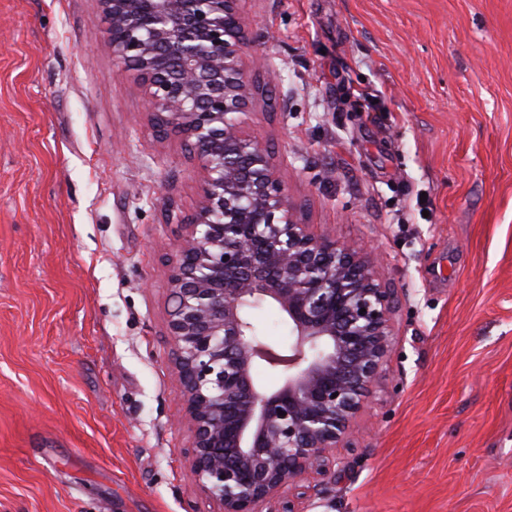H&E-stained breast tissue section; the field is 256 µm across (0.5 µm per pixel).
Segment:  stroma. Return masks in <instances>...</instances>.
Listing matches in <instances>:
<instances>
[{
	"instance_id": "35a3bbf8",
	"label": "stroma",
	"mask_w": 512,
	"mask_h": 512,
	"mask_svg": "<svg viewBox=\"0 0 512 512\" xmlns=\"http://www.w3.org/2000/svg\"><path fill=\"white\" fill-rule=\"evenodd\" d=\"M240 11L277 70L250 130L394 295L353 440L256 512H512V0ZM197 201L99 0H0V512H218L167 330ZM252 322L287 353L276 304Z\"/></svg>"
}]
</instances>
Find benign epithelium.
I'll list each match as a JSON object with an SVG mask.
<instances>
[{
  "instance_id": "benign-epithelium-1",
  "label": "benign epithelium",
  "mask_w": 512,
  "mask_h": 512,
  "mask_svg": "<svg viewBox=\"0 0 512 512\" xmlns=\"http://www.w3.org/2000/svg\"><path fill=\"white\" fill-rule=\"evenodd\" d=\"M239 0H100L112 56L132 73L156 130L188 142L194 212L172 247L168 330L192 438L189 476L219 512H255L352 433L391 346L392 292L368 248L298 220L279 166L246 132L257 73ZM273 302L291 330L282 355L249 310ZM283 367L261 386L256 361Z\"/></svg>"
}]
</instances>
